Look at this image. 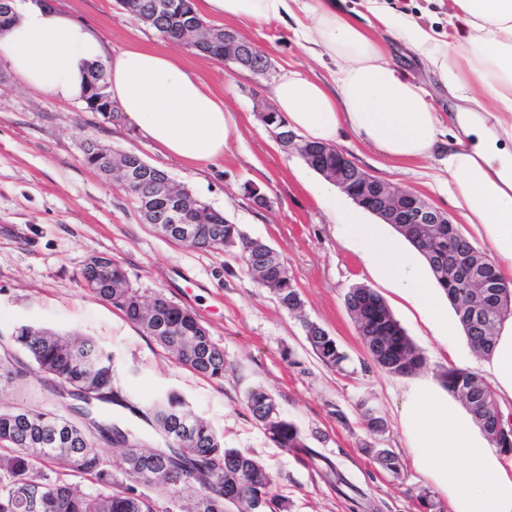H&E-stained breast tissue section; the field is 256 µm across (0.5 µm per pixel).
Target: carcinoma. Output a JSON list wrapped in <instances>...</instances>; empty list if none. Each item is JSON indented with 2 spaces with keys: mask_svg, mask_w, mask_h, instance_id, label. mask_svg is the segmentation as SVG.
<instances>
[{
  "mask_svg": "<svg viewBox=\"0 0 512 512\" xmlns=\"http://www.w3.org/2000/svg\"><path fill=\"white\" fill-rule=\"evenodd\" d=\"M138 15L163 37H179L185 19L182 0H135ZM244 68L260 75L266 57L244 40ZM195 211L200 248L239 250V259L249 273L259 266L267 244L248 238L224 213L198 200ZM427 260L443 291L456 289L450 300L470 346L479 355L492 353L499 323L512 314V284L454 224H406L398 229ZM457 254L458 267L448 278V254ZM479 264L485 279L502 290L500 301L485 310L479 326L470 322L471 305L480 303L469 287V271ZM86 288L96 298L112 304L133 324L150 335L200 376L224 378V350L188 310L160 295L146 300L130 284L123 267L110 260L98 269H83ZM122 287L115 288L113 284ZM278 303L290 312L301 299L287 269L269 270L257 279ZM351 315L363 314L356 323L372 360L385 372L409 376L427 367L426 356L406 336L384 300L371 288L356 286L345 298ZM305 337L317 358L331 368H342L346 356L336 340L318 324L302 321ZM0 380L26 391L51 382L75 393L54 399V407L27 404L0 410V512H284L286 503L268 497L272 476L250 454L226 448L210 426L194 414L176 394L142 413L156 438L149 439L126 427L118 429L111 418L96 417L101 404L125 406L121 390L114 386L112 355L90 339H80L49 330L22 326L0 345ZM448 392L474 395L468 407L475 421L498 448L512 450V424L501 411L494 393L476 372L448 366L437 375ZM249 411L270 438L282 448L305 450L307 444L297 426L281 417L277 403L263 389L248 395ZM361 420L373 441L363 451L398 478L403 464L390 448L378 446L387 431L383 417L361 410ZM124 450V475L136 482L168 493L167 505L159 510L155 499L135 491L116 478L108 447ZM82 477L92 483L86 490L71 482Z\"/></svg>",
  "mask_w": 512,
  "mask_h": 512,
  "instance_id": "obj_1",
  "label": "carcinoma"
}]
</instances>
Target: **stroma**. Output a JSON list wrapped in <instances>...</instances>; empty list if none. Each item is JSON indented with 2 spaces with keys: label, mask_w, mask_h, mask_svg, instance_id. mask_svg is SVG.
Wrapping results in <instances>:
<instances>
[{
  "label": "stroma",
  "mask_w": 512,
  "mask_h": 512,
  "mask_svg": "<svg viewBox=\"0 0 512 512\" xmlns=\"http://www.w3.org/2000/svg\"><path fill=\"white\" fill-rule=\"evenodd\" d=\"M56 7L93 27L107 54L133 48L167 52L197 76L239 118L222 158L195 165L169 156L123 119L88 112L83 102H64L27 86L0 67V332L33 324L94 339L113 357L114 377L131 407L120 417L143 435L148 424L134 416L167 393L181 395L204 418L225 447L258 458L270 472V493L290 512H350L336 487L344 478L364 496L362 512H423L417 499L429 490L434 512L448 500L411 464L400 426V402L408 377L388 374L372 361L346 308L358 285L374 289L417 348L428 358L426 375L447 366L443 346L416 310L392 292L365 264L356 240L346 235L324 204L305 188L308 167L284 151L262 124L259 112L274 105L273 84L288 72L331 81L333 63L318 59L275 21L225 20L208 24L234 30L262 49L270 74L197 54L131 19L116 0H53ZM387 11L409 16L440 41L457 36L451 0H378ZM341 9L379 43L385 59L418 81L443 122L462 111L427 58L388 32L368 0H342ZM96 139L115 151H133L166 172L173 183L225 216L285 260L302 300L301 315L283 309L251 278L235 251L206 250L176 242L142 220L119 184H107L84 161L83 142ZM361 169L412 190L447 213L466 236L483 240L448 197L440 160L392 165L351 131L336 143ZM257 186L270 203L256 207L244 193ZM106 255L124 267L144 296H164L193 313L224 351V376L209 379L179 364L152 337L84 286L90 256ZM311 320L333 336L347 359L342 369L323 365L302 326ZM277 400L315 452H289L269 439L247 405L252 390ZM369 401L388 425L385 447L401 458L404 477L395 479L360 445L367 433L358 403Z\"/></svg>",
  "instance_id": "35a3bbf8"
}]
</instances>
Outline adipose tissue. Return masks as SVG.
Instances as JSON below:
<instances>
[{
    "mask_svg": "<svg viewBox=\"0 0 512 512\" xmlns=\"http://www.w3.org/2000/svg\"><path fill=\"white\" fill-rule=\"evenodd\" d=\"M452 2L466 43L438 50L432 33L415 21L379 7L374 13L416 49L431 52L449 88L492 103L490 112L456 115L469 143L448 149V195L484 237L489 256L512 272V0ZM202 8L231 19H295V36L336 62L335 90L295 72L273 87L289 130L305 140L331 144L347 129L398 164L429 158L442 142L441 117L422 87L399 75L372 39L337 15L335 0L314 8L304 0H203ZM13 12L12 25L0 32V65L28 86L77 101L90 67L103 64L113 101L142 136L189 163L223 157L234 114L165 54L134 49L110 57L89 25L55 7L13 0ZM307 188L357 238L365 263L417 310L449 358L460 360L459 322L420 252L387 225L365 223L362 210L344 208L330 184L311 180ZM478 368L499 398L512 400V316ZM400 425L415 468L447 498L448 512H512V453L493 445L438 382L421 378L408 385Z\"/></svg>",
    "mask_w": 512,
    "mask_h": 512,
    "instance_id": "ef3b65f1",
    "label": "adipose tissue"
}]
</instances>
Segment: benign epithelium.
<instances>
[{
    "label": "benign epithelium",
    "mask_w": 512,
    "mask_h": 512,
    "mask_svg": "<svg viewBox=\"0 0 512 512\" xmlns=\"http://www.w3.org/2000/svg\"><path fill=\"white\" fill-rule=\"evenodd\" d=\"M193 0H183L182 10L189 21L185 24L179 43L206 39L224 47V62L240 64L244 59V48L237 36L226 30L222 33L214 27L197 21L192 9ZM90 89L98 93L91 102V112H100L108 117L118 112V106L104 94V86L93 79ZM84 155L93 159L91 168L106 182L118 180L120 185L130 186L148 177L153 178L155 197L166 200L167 208L151 205L146 207L148 223L163 234L174 235L185 243L193 244L198 233L196 221L192 219V206L178 195L166 173L153 168L135 152L114 151L88 138L84 142ZM336 153V166L320 162L319 156ZM307 161L318 172L339 187L356 204L375 214L386 224H449L448 215L432 206L415 193L387 183L359 168L345 153L332 147L304 152Z\"/></svg>",
    "instance_id": "benign-epithelium-1"
}]
</instances>
